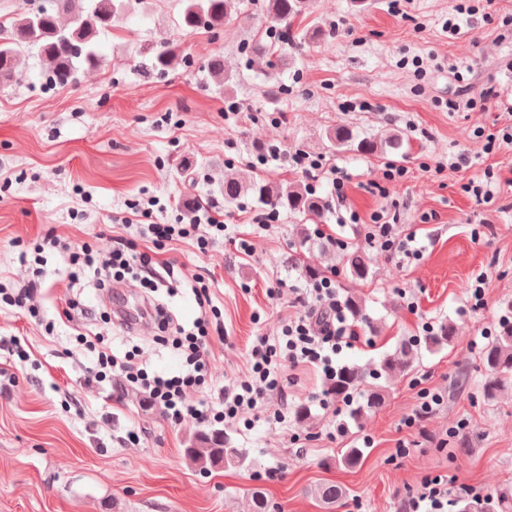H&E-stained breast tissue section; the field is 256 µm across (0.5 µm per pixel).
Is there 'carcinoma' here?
I'll return each mask as SVG.
<instances>
[{"mask_svg": "<svg viewBox=\"0 0 512 512\" xmlns=\"http://www.w3.org/2000/svg\"><path fill=\"white\" fill-rule=\"evenodd\" d=\"M145 0H49V5L32 10H19L10 17L9 30L0 38V85H7L17 78L18 62L28 52L40 58L46 66L48 78L55 86H67L77 80L78 72L93 68L99 61L97 46L99 37L109 33L121 14L135 9ZM179 25L186 31L204 30L216 34L224 24L238 19L235 0H178ZM313 0H266L265 10L279 30L281 46L298 47L309 40L327 36L326 30L304 24L312 13ZM69 15L68 23L60 20V14ZM151 70L164 73L179 58L175 45L146 49ZM203 72L215 83L229 89L233 75L224 71V59L214 56L203 65ZM330 147L338 152L356 151L364 154L382 152L385 147L397 149L402 143L399 135L385 141L372 137H359L344 125L327 131ZM250 193L259 203L272 211H286L314 219L323 217L327 202L310 194L296 182L272 184L263 181L244 183L227 176L224 178V201L232 202L242 194ZM349 272L355 278L364 279L369 268L364 255L358 251L346 259ZM455 340L454 327L442 323L424 336L423 342L409 341L387 354L368 371L355 365L336 369L334 377L326 381V393L338 400H347L352 392L367 384V377L378 380L405 376L414 368L421 350L438 352ZM482 363L486 370L483 386L485 399H496L499 392L512 385V322L499 323L498 335L482 351ZM369 385V384H367ZM387 390L381 385H369L363 404L349 411V419L362 424L367 413L379 407L386 399ZM186 458L199 470L206 472L218 467L245 466L247 453L236 448L230 437L220 431L199 432L185 448ZM363 455L360 448H347L333 460V464L351 467ZM345 495L341 486L324 483L317 487L315 496L327 504H334ZM459 512H512V493L504 492L483 503L463 501Z\"/></svg>", "mask_w": 512, "mask_h": 512, "instance_id": "1", "label": "carcinoma"}]
</instances>
